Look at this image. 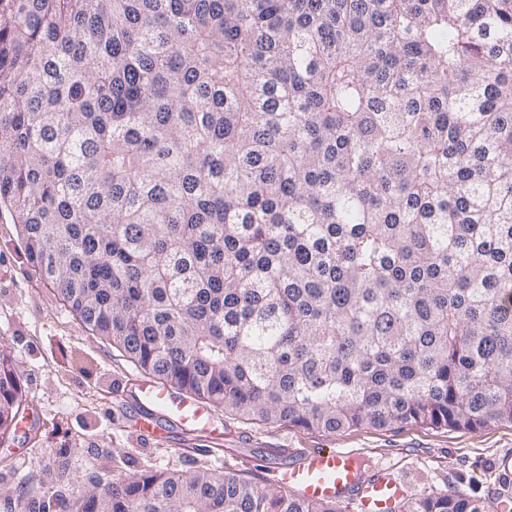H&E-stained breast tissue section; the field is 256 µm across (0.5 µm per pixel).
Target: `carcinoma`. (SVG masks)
Here are the masks:
<instances>
[{
    "label": "carcinoma",
    "instance_id": "cac0c4a2",
    "mask_svg": "<svg viewBox=\"0 0 512 512\" xmlns=\"http://www.w3.org/2000/svg\"><path fill=\"white\" fill-rule=\"evenodd\" d=\"M0 210L94 335L226 413L512 423V0H0ZM23 397L1 348V437ZM72 512L336 509L204 467Z\"/></svg>",
    "mask_w": 512,
    "mask_h": 512
}]
</instances>
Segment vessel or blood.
I'll list each match as a JSON object with an SVG mask.
<instances>
[{
	"instance_id": "vessel-or-blood-1",
	"label": "vessel or blood",
	"mask_w": 512,
	"mask_h": 512,
	"mask_svg": "<svg viewBox=\"0 0 512 512\" xmlns=\"http://www.w3.org/2000/svg\"><path fill=\"white\" fill-rule=\"evenodd\" d=\"M133 389L134 400L146 411L141 422L143 431L155 432L158 418L163 417L208 443L221 445L223 434L214 427L213 415L201 400L185 393L174 394L150 380L135 381ZM281 480L309 498L353 500L358 512H393L410 493L408 483L390 468L366 474L355 454L335 449L300 455L288 464Z\"/></svg>"
}]
</instances>
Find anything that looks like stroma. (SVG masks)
Returning <instances> with one entry per match:
<instances>
[{"label": "stroma", "mask_w": 512, "mask_h": 512, "mask_svg": "<svg viewBox=\"0 0 512 512\" xmlns=\"http://www.w3.org/2000/svg\"><path fill=\"white\" fill-rule=\"evenodd\" d=\"M0 344L19 364L26 395L27 434L0 442V512H71L72 480L111 482L117 474L158 468L221 466L261 485L280 484L278 471L302 451L355 453L404 476L416 493L454 490L500 512L506 487L499 476L512 455V423L476 431L402 425L336 433L251 421L213 408L222 445L188 440L159 421L154 434L139 426L128 390L142 373L124 353L102 342L24 255L18 227L0 213Z\"/></svg>", "instance_id": "1"}]
</instances>
